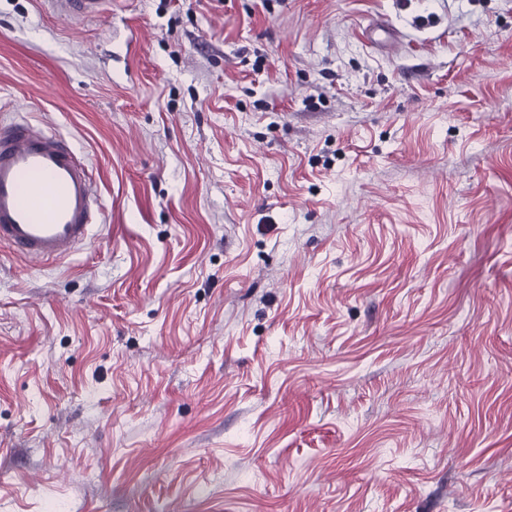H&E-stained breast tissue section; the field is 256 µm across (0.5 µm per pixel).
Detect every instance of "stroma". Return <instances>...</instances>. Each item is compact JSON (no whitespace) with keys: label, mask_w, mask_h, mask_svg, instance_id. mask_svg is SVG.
<instances>
[{"label":"stroma","mask_w":512,"mask_h":512,"mask_svg":"<svg viewBox=\"0 0 512 512\" xmlns=\"http://www.w3.org/2000/svg\"><path fill=\"white\" fill-rule=\"evenodd\" d=\"M17 116L103 210L0 244V512H512V0H0ZM107 0H45L46 10L69 19H92L104 14Z\"/></svg>","instance_id":"obj_1"}]
</instances>
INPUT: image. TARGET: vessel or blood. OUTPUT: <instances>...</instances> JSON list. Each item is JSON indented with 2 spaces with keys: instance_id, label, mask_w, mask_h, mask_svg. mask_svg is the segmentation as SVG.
<instances>
[{
  "instance_id": "1",
  "label": "vessel or blood",
  "mask_w": 512,
  "mask_h": 512,
  "mask_svg": "<svg viewBox=\"0 0 512 512\" xmlns=\"http://www.w3.org/2000/svg\"><path fill=\"white\" fill-rule=\"evenodd\" d=\"M107 0H44L46 10L92 19ZM100 213L89 166L64 138L30 122L0 123V243L38 265L71 256L92 239Z\"/></svg>"
}]
</instances>
